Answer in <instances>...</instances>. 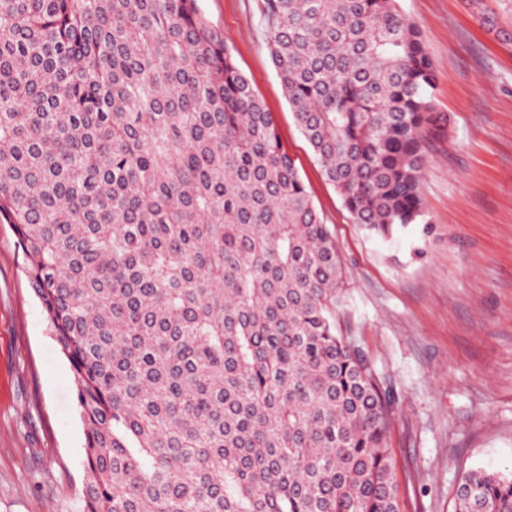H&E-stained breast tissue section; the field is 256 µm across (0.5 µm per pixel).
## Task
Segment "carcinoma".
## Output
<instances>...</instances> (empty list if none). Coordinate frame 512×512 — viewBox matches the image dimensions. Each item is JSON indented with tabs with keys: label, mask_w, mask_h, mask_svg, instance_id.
<instances>
[{
	"label": "carcinoma",
	"mask_w": 512,
	"mask_h": 512,
	"mask_svg": "<svg viewBox=\"0 0 512 512\" xmlns=\"http://www.w3.org/2000/svg\"><path fill=\"white\" fill-rule=\"evenodd\" d=\"M261 17L353 219L424 220L445 125L399 0ZM0 218L74 374L84 512H399L336 240L198 0H0ZM455 512H512V474L466 473Z\"/></svg>",
	"instance_id": "1"
}]
</instances>
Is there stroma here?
<instances>
[{"label": "stroma", "instance_id": "35a3bbf8", "mask_svg": "<svg viewBox=\"0 0 512 512\" xmlns=\"http://www.w3.org/2000/svg\"><path fill=\"white\" fill-rule=\"evenodd\" d=\"M259 0H199L273 113L336 239L338 334L394 399L387 446L400 512H454L462 476L512 471V8L400 0L438 74L445 137L428 151L425 223L381 235L356 223L298 130L268 52ZM84 425L74 378L0 220V512H83Z\"/></svg>", "mask_w": 512, "mask_h": 512}]
</instances>
